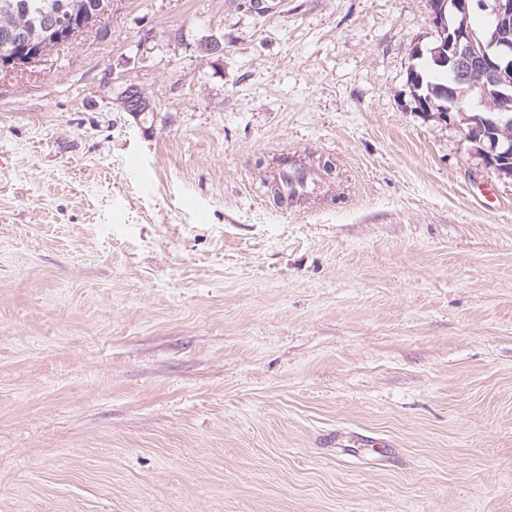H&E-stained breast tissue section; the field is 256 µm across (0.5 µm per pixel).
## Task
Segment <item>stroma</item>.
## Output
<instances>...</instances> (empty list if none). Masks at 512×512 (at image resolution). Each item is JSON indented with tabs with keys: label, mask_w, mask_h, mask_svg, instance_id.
I'll return each mask as SVG.
<instances>
[{
	"label": "stroma",
	"mask_w": 512,
	"mask_h": 512,
	"mask_svg": "<svg viewBox=\"0 0 512 512\" xmlns=\"http://www.w3.org/2000/svg\"><path fill=\"white\" fill-rule=\"evenodd\" d=\"M435 38L112 0L0 74V512H512V180L418 112ZM274 181L283 197L288 200V206H294L308 194L310 186L319 183V176L291 155L274 177Z\"/></svg>",
	"instance_id": "stroma-1"
}]
</instances>
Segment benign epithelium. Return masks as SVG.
Returning <instances> with one entry per match:
<instances>
[{"mask_svg":"<svg viewBox=\"0 0 512 512\" xmlns=\"http://www.w3.org/2000/svg\"><path fill=\"white\" fill-rule=\"evenodd\" d=\"M430 21L437 33L433 46L416 47L414 57H429L439 67H449L458 75L459 83L466 84L476 74L497 88L496 119L480 122L471 116L462 119L463 140L472 145L484 166L500 178H512V143H504L489 136L486 129L512 119V0H429ZM477 9L489 13L494 32L487 40L477 38L468 24L470 11ZM60 40L55 36L41 41L31 52H0V68L8 71L27 67L50 44ZM450 107L432 109V104H419L421 111L438 112L447 120L451 114L464 113L459 90H446Z\"/></svg>","mask_w":512,"mask_h":512,"instance_id":"1","label":"benign epithelium"}]
</instances>
